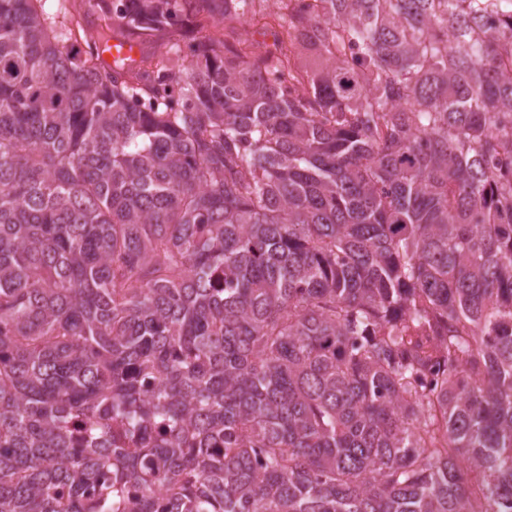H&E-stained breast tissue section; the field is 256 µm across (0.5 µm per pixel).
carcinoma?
<instances>
[{
	"instance_id": "cac0c4a2",
	"label": "carcinoma",
	"mask_w": 512,
	"mask_h": 512,
	"mask_svg": "<svg viewBox=\"0 0 512 512\" xmlns=\"http://www.w3.org/2000/svg\"><path fill=\"white\" fill-rule=\"evenodd\" d=\"M103 2L0 0V512H512V0ZM273 1L276 0H256L254 2V6L258 11L257 14L251 16V14L248 13L247 17L244 21H242V23L236 24V31L239 34V37L246 40L248 44H259V46L268 44L270 32L267 31V29L262 24H260L259 19L264 15H273L278 11V5H275L274 8L272 7Z\"/></svg>"
}]
</instances>
